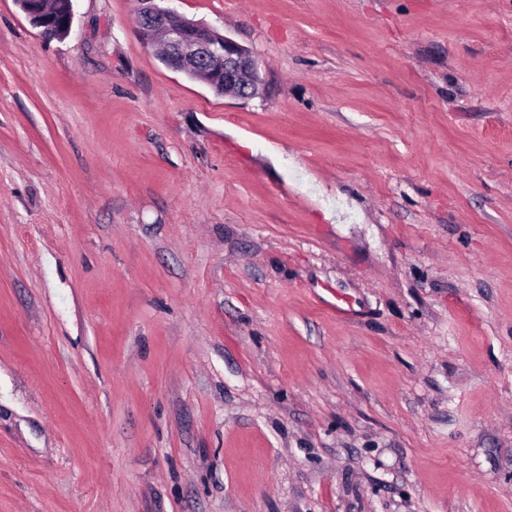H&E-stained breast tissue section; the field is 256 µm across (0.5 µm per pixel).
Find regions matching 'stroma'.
Returning <instances> with one entry per match:
<instances>
[{
    "instance_id": "stroma-1",
    "label": "stroma",
    "mask_w": 512,
    "mask_h": 512,
    "mask_svg": "<svg viewBox=\"0 0 512 512\" xmlns=\"http://www.w3.org/2000/svg\"><path fill=\"white\" fill-rule=\"evenodd\" d=\"M170 6L0 0V512H512V0ZM41 1L38 0L37 3L40 4V7H35L34 10L30 12H26V16L30 23L39 29L40 35L42 38L46 40H53L57 37V34L63 37H68L72 32L73 19H74V8L70 9L67 17L61 23H57L55 17L50 15L52 12L56 13L60 21L64 18L69 10V4L72 0H52V9L49 10L47 6H45ZM137 28L149 45L158 33L164 34L159 54L167 68L195 76L214 92L220 90L224 97L249 99L264 89L259 61L249 49L203 23L182 17L156 0L140 1ZM201 62L204 68L200 67Z\"/></svg>"
}]
</instances>
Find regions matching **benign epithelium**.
<instances>
[{
  "label": "benign epithelium",
  "mask_w": 512,
  "mask_h": 512,
  "mask_svg": "<svg viewBox=\"0 0 512 512\" xmlns=\"http://www.w3.org/2000/svg\"><path fill=\"white\" fill-rule=\"evenodd\" d=\"M26 16L46 40L59 35L66 38L72 32V10L61 23L45 5ZM137 28L149 45L158 33L164 34L160 56L174 72L193 75L210 89L234 98L249 99L264 89L259 61L249 49L203 23L182 17L157 0H140Z\"/></svg>",
  "instance_id": "obj_1"
}]
</instances>
